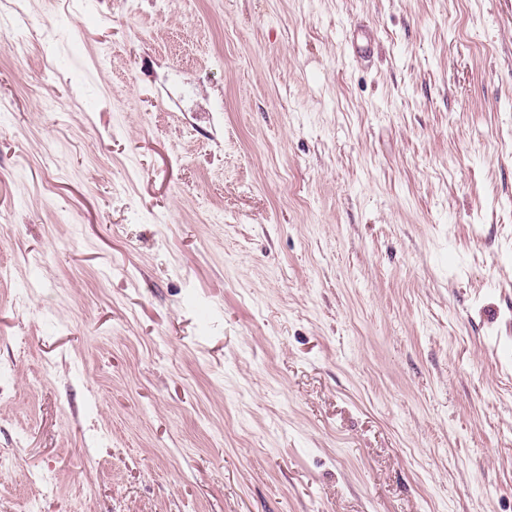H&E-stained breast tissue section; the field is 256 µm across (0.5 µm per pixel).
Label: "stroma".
I'll use <instances>...</instances> for the list:
<instances>
[{
	"label": "stroma",
	"instance_id": "1",
	"mask_svg": "<svg viewBox=\"0 0 512 512\" xmlns=\"http://www.w3.org/2000/svg\"><path fill=\"white\" fill-rule=\"evenodd\" d=\"M26 4L0 512H512V0Z\"/></svg>",
	"mask_w": 512,
	"mask_h": 512
}]
</instances>
